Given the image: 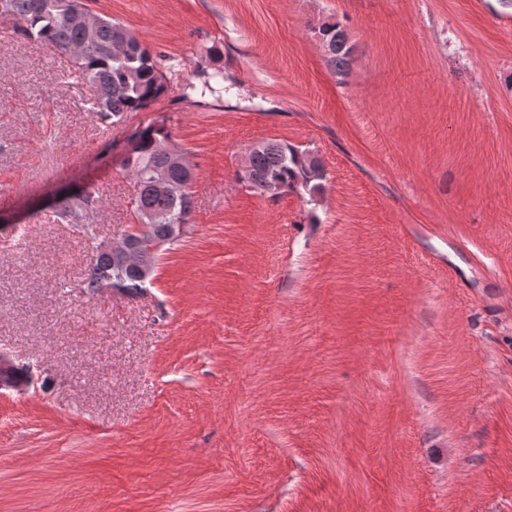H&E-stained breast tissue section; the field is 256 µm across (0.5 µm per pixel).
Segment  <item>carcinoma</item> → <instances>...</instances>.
<instances>
[{
	"instance_id": "obj_1",
	"label": "carcinoma",
	"mask_w": 512,
	"mask_h": 512,
	"mask_svg": "<svg viewBox=\"0 0 512 512\" xmlns=\"http://www.w3.org/2000/svg\"><path fill=\"white\" fill-rule=\"evenodd\" d=\"M8 13L21 23L24 38L51 44L73 58L77 72L96 90L92 111L103 122L118 125L134 112L152 109L168 96L170 84L149 49L121 23L104 19L90 33L62 18L34 8L36 0H8ZM318 35L327 62L337 73H344L354 54L347 33L340 25L325 21ZM173 143L165 124L136 127L127 138L130 150L123 167L140 185L137 217L148 224L157 238L171 232V224H188L192 215V192L185 184L177 193L159 190L155 175L164 171L171 181L180 183L183 171L159 151L162 143ZM252 174L246 183L255 191L265 193L267 180L277 181L282 189L304 191L311 196L323 191L325 179L321 160L283 140L270 139L253 153ZM90 197L64 198L57 202L59 219L76 226L84 223ZM146 284L137 264L110 252L95 251L89 259L79 288L95 295L104 285L129 296L138 294Z\"/></svg>"
}]
</instances>
